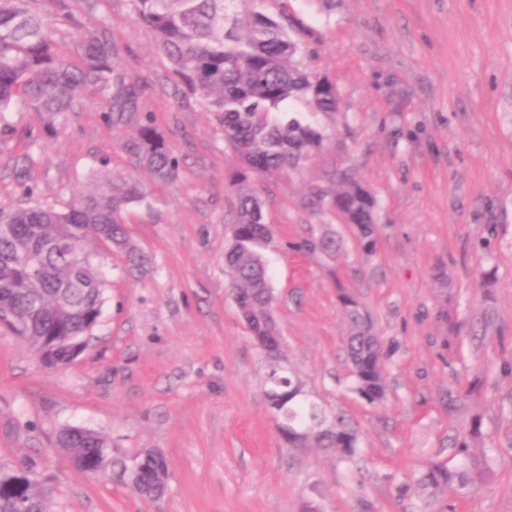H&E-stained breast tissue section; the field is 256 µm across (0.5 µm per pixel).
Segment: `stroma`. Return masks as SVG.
Here are the masks:
<instances>
[{
  "mask_svg": "<svg viewBox=\"0 0 512 512\" xmlns=\"http://www.w3.org/2000/svg\"><path fill=\"white\" fill-rule=\"evenodd\" d=\"M73 8L126 47L127 71L153 78L143 107L180 166L176 179L152 180L130 149L135 127L108 125L94 102L51 136L41 114L11 113L0 205L30 186L66 209L107 160L148 185L147 200L124 213L148 262L103 258L101 320L65 368L43 367L0 335V463H35L47 512H419L396 483L429 461L456 463L450 442L477 411L482 436L470 452L490 449V477L471 494L441 491L431 512H512V0H288L307 33L305 63L335 84L340 106L308 115L328 134L319 155L257 183L274 233L264 258L288 363L359 430L351 466L288 447L268 409L267 361L224 266L235 212L226 175L238 158L222 128L199 102L181 101L130 0ZM343 170L378 199L373 254L335 215L302 205L311 187L336 190L331 175ZM324 234L341 239L340 253L304 248ZM341 284L398 345L379 406L350 389ZM468 389L471 405L448 412L445 395ZM66 425L103 433L128 461L162 452L164 496L149 501L116 475L71 465L57 446Z\"/></svg>",
  "mask_w": 512,
  "mask_h": 512,
  "instance_id": "stroma-1",
  "label": "stroma"
}]
</instances>
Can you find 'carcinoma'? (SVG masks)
I'll list each match as a JSON object with an SVG mask.
<instances>
[{"mask_svg": "<svg viewBox=\"0 0 512 512\" xmlns=\"http://www.w3.org/2000/svg\"><path fill=\"white\" fill-rule=\"evenodd\" d=\"M135 18L156 37L181 99L200 102L224 130V141L240 158L229 176L236 198L231 243L224 264L247 332L268 361L264 394L277 415L280 433L292 448H323L338 461L356 463L359 435L343 414L328 415L312 398L298 371L284 364L275 335L274 295L263 250L272 242L256 182L284 170L297 171L318 155L325 132L299 116L297 105L334 113L336 86L304 65L302 32L285 8L287 0H131ZM77 29L80 22L69 0H0V136L13 132L9 114L20 109L46 117L44 129L72 112L85 98L95 100L107 122L138 128L136 154L156 181L174 179L179 161L142 102L151 81L120 66L121 48L105 26L82 31L71 41L72 61L58 48V25ZM341 188L329 196L319 189L308 204L331 212L350 225L358 247L374 251L377 199L357 177L336 174ZM148 196L147 185L108 170L99 162L93 187L74 195L65 211L35 199L25 190L23 204L0 207V333L17 337L29 349L57 343L55 358L70 361L71 344L83 340L100 322L106 285L99 253L117 249L132 262L144 256L127 237L122 213ZM338 299L353 331L347 338L351 390L369 405L386 398L391 351L373 331L352 290L341 287ZM69 462L88 473L101 466L126 477L146 500L164 489L158 470L168 468L154 451L136 457V465L112 456L103 434L80 426L58 436ZM486 467L451 468L431 462L397 488L401 497L419 491L434 496L451 486L463 494L485 483ZM0 512H47L33 467L0 466Z\"/></svg>", "mask_w": 512, "mask_h": 512, "instance_id": "cac0c4a2", "label": "carcinoma"}]
</instances>
